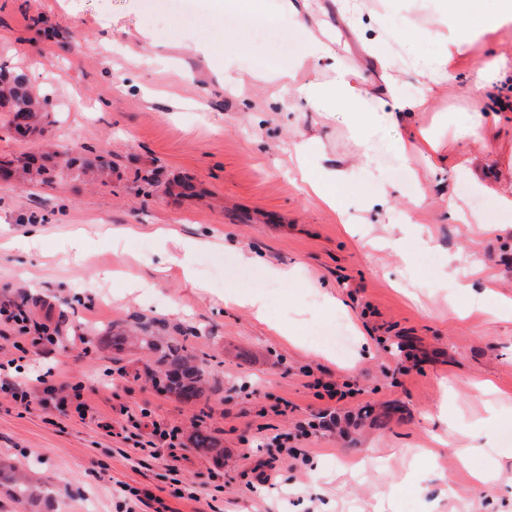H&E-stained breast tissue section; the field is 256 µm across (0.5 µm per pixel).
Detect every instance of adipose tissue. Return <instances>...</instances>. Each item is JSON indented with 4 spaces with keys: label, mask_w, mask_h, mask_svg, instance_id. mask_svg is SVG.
<instances>
[{
    "label": "adipose tissue",
    "mask_w": 512,
    "mask_h": 512,
    "mask_svg": "<svg viewBox=\"0 0 512 512\" xmlns=\"http://www.w3.org/2000/svg\"><path fill=\"white\" fill-rule=\"evenodd\" d=\"M322 12H313L309 0H207L215 16L237 15L242 24H273L288 18L304 33V42L293 67L248 73L246 79L275 88L279 97L306 101L319 112L344 109L353 120L350 132L365 145H373L388 130H398L390 148L404 161L421 156L428 164L416 176L428 181L445 162L443 137L432 128L410 125L415 113L434 109L437 91L454 79L461 62H469L471 71L470 114L466 129L477 133L488 126L487 105L502 83L512 80V60L498 55L476 62L470 58L472 44L512 25V0H493L490 10L479 9L476 0H380L379 10L369 19H361L353 0H328ZM400 13L406 39L392 47L387 34L392 13ZM342 21L360 38L365 57L379 74V85L372 86L362 77L361 68L348 59L338 46L335 21ZM371 37H363V29ZM432 42L436 53L426 54L421 43ZM406 57L423 81L416 93H406L396 80L399 57ZM321 69L325 78L310 81L309 69ZM316 133L302 134L296 158L303 182L323 203L343 211L353 181L350 164L327 165Z\"/></svg>",
    "instance_id": "1"
}]
</instances>
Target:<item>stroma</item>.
<instances>
[{
	"label": "stroma",
	"mask_w": 512,
	"mask_h": 512,
	"mask_svg": "<svg viewBox=\"0 0 512 512\" xmlns=\"http://www.w3.org/2000/svg\"><path fill=\"white\" fill-rule=\"evenodd\" d=\"M228 28L236 42H225ZM278 29L288 49L271 61L234 16L202 28L145 0H0V66L23 70L54 103L44 135L0 125V160L49 138L110 163L92 181L76 168L0 181V240L36 224L44 242L0 251V300L27 294L31 321L61 336L49 355L29 348L24 375L51 371L63 396L80 393L88 407L81 418L39 392L26 406L0 392V458L50 490L45 512H123L130 490L140 512H512V423L472 429L488 410L512 414V304L496 305L512 301V240L479 233L512 225L491 192L512 182V112H494L495 137L463 135L471 76L460 70L437 95V110L454 116L448 166L427 184L406 181V163L383 143L376 184L344 114L301 100L280 111L261 86L226 93L225 77L294 63L302 34L285 18ZM200 36L216 47L209 57L188 50ZM306 130L319 133L329 161L355 164L352 198L384 189L387 202L351 208L343 222L306 195L288 168ZM470 158L486 191L451 169ZM184 181L194 195H180ZM423 191L429 206L413 209ZM461 210L473 223L458 221ZM410 220L422 233L378 248ZM128 225L140 236L113 247L109 230ZM162 225L224 245L193 255L191 282L180 251L151 238ZM277 267L295 269L296 281H272ZM228 294L263 297L266 321L225 304ZM338 318L352 336L346 359L307 339ZM138 319L194 329L188 344L220 392L183 402L144 382L139 349L101 343L102 329ZM272 321L287 323V335ZM443 402L444 423L435 417ZM325 411L335 424L301 435ZM154 421L178 428L176 447L142 451ZM199 433L223 456L196 448ZM278 434L289 452L271 448Z\"/></svg>",
	"instance_id": "stroma-1"
}]
</instances>
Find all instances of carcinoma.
<instances>
[{"mask_svg":"<svg viewBox=\"0 0 512 512\" xmlns=\"http://www.w3.org/2000/svg\"><path fill=\"white\" fill-rule=\"evenodd\" d=\"M46 111L39 97L30 92L23 72L0 68V112L8 113L11 129L21 136L41 131ZM46 159L60 171L69 170L76 163L75 155L65 148L47 157L28 154L1 163L0 171H13L18 178L29 180L45 169ZM137 329L136 344L154 357V368L148 373L153 386H160L187 403L201 399L210 388L211 374L186 344L187 337L162 336L164 325L155 321H140ZM0 484L7 485L18 500L36 505L45 499L42 487L19 474L17 465L9 460L0 459Z\"/></svg>","mask_w":512,"mask_h":512,"instance_id":"1","label":"carcinoma"}]
</instances>
